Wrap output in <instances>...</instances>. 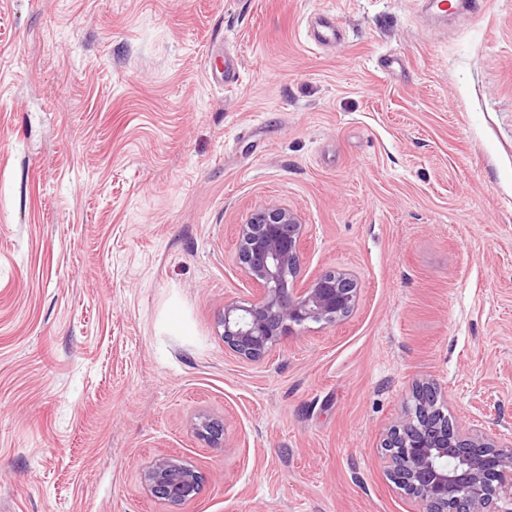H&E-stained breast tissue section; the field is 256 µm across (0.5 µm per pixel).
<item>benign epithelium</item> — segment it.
Listing matches in <instances>:
<instances>
[{"label": "benign epithelium", "mask_w": 512, "mask_h": 512, "mask_svg": "<svg viewBox=\"0 0 512 512\" xmlns=\"http://www.w3.org/2000/svg\"><path fill=\"white\" fill-rule=\"evenodd\" d=\"M304 230L292 210L276 203L251 213L242 225L236 261L252 299L224 303L221 317L224 347L235 356L262 360L307 324L334 325L357 309L360 288L348 270H326L296 285ZM436 397V383L419 384L415 415L388 432L383 448L393 480L426 512H512L497 506L501 493L512 491V449L448 426ZM196 430L209 441L222 435L209 418ZM142 482L155 497L180 506L195 499L200 477L179 460L162 457L143 469Z\"/></svg>", "instance_id": "1"}]
</instances>
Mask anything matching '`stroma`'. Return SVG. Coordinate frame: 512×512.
<instances>
[{"label": "stroma", "instance_id": "35a3bbf8", "mask_svg": "<svg viewBox=\"0 0 512 512\" xmlns=\"http://www.w3.org/2000/svg\"><path fill=\"white\" fill-rule=\"evenodd\" d=\"M272 202L360 302L251 362L219 319ZM425 381L512 445V0H0V512H171L161 456L180 512H423L383 441ZM142 482L155 497L180 506L195 499L200 477L194 469L179 460L162 457L143 469Z\"/></svg>", "mask_w": 512, "mask_h": 512}]
</instances>
